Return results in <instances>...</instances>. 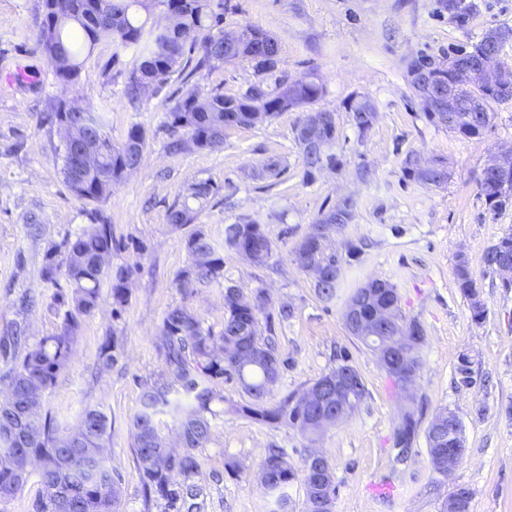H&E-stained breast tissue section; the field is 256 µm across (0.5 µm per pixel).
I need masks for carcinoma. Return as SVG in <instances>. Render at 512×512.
Wrapping results in <instances>:
<instances>
[{
  "mask_svg": "<svg viewBox=\"0 0 512 512\" xmlns=\"http://www.w3.org/2000/svg\"><path fill=\"white\" fill-rule=\"evenodd\" d=\"M78 4L77 14L48 23L51 35L47 37L70 61L76 78L84 62L83 56L91 54L102 41L111 42L118 51H134L130 82L135 92L161 85L184 58L192 55L196 56L194 70L197 72L211 67L216 61L229 62L239 58H249L255 62L257 71L267 72L279 61L277 41L260 28L249 26L243 29L240 41L231 46L224 43V36L213 35V30L224 20V0H78ZM174 8L180 12L179 25L193 34L190 44L176 35L170 23L161 24L151 19L157 12L166 16ZM439 8L448 13L452 22L463 26L476 10V4L473 0H439ZM47 38L43 31H37L36 41L40 49H45ZM488 38L496 40V45L502 49L512 42V28L491 27L468 49H459L440 59L422 55L409 64L411 87L429 121L438 123L435 102L416 86L417 66L432 60L433 71L442 70L449 79L452 67L479 56ZM322 93V84L314 80L284 82L273 90L259 81L237 98H226L217 93L201 99L189 91L165 113V124L171 135L168 149L172 152L183 150L182 143L189 137L196 139L202 149L220 148L224 145L227 130L255 126L290 109L310 105ZM460 95L466 99L477 97L483 106L479 112L461 110L459 120L450 130L467 138L478 137L489 127L493 118L492 105L497 99L484 89L463 90ZM348 110L359 133L370 129L365 120L366 112L375 111L370 99L355 100L348 105ZM78 123V136L88 140V145L100 153L102 169L86 172V192L76 198L99 202L105 197L98 191L102 173H109L115 183L122 178L126 168L139 164L145 133L141 127L133 126L122 144H113L106 127L105 108L92 103L79 106ZM296 140L307 171L335 161L334 156L326 153L321 156L309 153L301 135H296ZM419 159L418 152L406 155L402 161L405 177L433 187L447 183V172L422 170ZM478 189L489 209L499 211L512 204V172L504 176L483 173ZM215 192L214 185L208 181L192 185L188 199L169 212L170 223H193L196 210L188 200L201 205ZM355 207L354 197H343L332 209L321 214L316 223L340 228L352 219ZM224 243L236 252L247 250L253 253L257 265L265 264L273 250V242L263 225L253 222L225 225ZM112 245V226L105 223L68 241L64 276L72 289L61 295L67 310L57 334L44 338L20 355L16 354L18 337L0 338V355L13 362L8 375L10 396L0 403V502L14 498L23 489L27 478L20 477L18 470L37 461L40 463L41 490L33 504L34 512H116L118 490L104 457L107 416L95 407H88L76 430L63 432L51 414L38 411L39 396L55 386L59 374L68 365L82 317L91 314L98 306L99 281ZM187 250L191 262L176 277L177 288L187 292L224 278V258L203 232L197 231L188 238ZM503 259L512 260V229L490 245L484 254V263L491 270ZM295 260L302 270L311 263L323 267L326 277L314 282V286L325 300L335 296L339 282L336 272L341 270L337 255L321 250L318 242L308 235L297 246ZM131 274L128 267L119 268L113 274L112 300L118 308L128 301L126 283ZM455 281L470 301L472 319L476 322L483 320L485 307L476 280L470 267L460 259L455 264ZM268 304L267 295L260 289L248 296L239 287L232 292L227 286L224 290V328L219 334L203 328L198 316L185 306L171 308L163 319L164 371L157 381L143 388L140 408L132 425L144 496L164 500L169 512H197V489L192 485L178 487L173 484L172 477L175 474L187 477L200 466L196 449L210 438L206 414L212 412L214 401L223 400L213 389V381L233 380L250 397V402L237 407L236 411L268 424L287 423L306 437L321 432L320 421L335 412L327 401L307 408L295 402L293 396L278 405L267 403L281 373L280 358L259 336V317L265 313ZM389 307L399 312L398 294L390 283L372 294L367 312L373 315ZM397 319V324L380 332L386 341L394 343L403 336L423 335L424 330L418 322H408L400 315ZM255 340L264 355L252 354L250 345ZM176 386L192 399L191 404L182 405L171 400L172 389ZM163 412L174 415L180 430L182 449L171 454L159 451L162 436L156 416ZM418 432L419 409L409 398L401 409V418L393 433L399 455L412 448ZM299 475L303 476L306 486V512H321L319 498H335L334 476L318 472L306 462L297 470L284 454L273 452L262 461L258 480L281 505L286 501L288 486Z\"/></svg>",
  "mask_w": 512,
  "mask_h": 512,
  "instance_id": "1",
  "label": "carcinoma"
}]
</instances>
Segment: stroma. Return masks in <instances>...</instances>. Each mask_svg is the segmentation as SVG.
<instances>
[{"instance_id": "1", "label": "stroma", "mask_w": 512, "mask_h": 512, "mask_svg": "<svg viewBox=\"0 0 512 512\" xmlns=\"http://www.w3.org/2000/svg\"><path fill=\"white\" fill-rule=\"evenodd\" d=\"M466 27L441 15L438 0H224L223 33L256 26L280 46L277 69L257 76L248 60L217 62L192 72L173 71L165 84L130 98L133 50L96 45L76 83L63 84L36 45L39 0H0V337L21 327L27 346L60 329L65 308L47 266L64 267L65 243L91 225L111 224L115 244L99 282L98 307L83 317L70 362L41 398L63 429L75 427L83 409L95 406L108 418L106 464L118 481L120 512H162L146 500L137 468L132 419L145 385L164 370L160 329L166 313L184 305L203 327L224 326V289L263 290L271 306L260 320L283 367L270 400L302 392L347 352L369 395L350 419L309 440L295 428L271 425L236 413L249 398L234 381L218 380L223 397L213 403L211 436L196 454L200 512H275L256 473L269 449H280L293 466L318 449L334 468V512H441L455 485L472 492L470 512H512V288L483 263L488 246L512 229V205L492 212L477 180L490 155L512 147V100L493 106L485 133L467 138L428 121L409 83V63L477 42L492 27H512V0H475ZM264 79H318L319 110L333 112L335 166L306 170L295 129L306 115L295 108L250 128L228 131L221 148L189 147L172 154L166 111L185 91L235 97ZM373 101L377 120L359 133L347 108ZM92 101L105 106L107 130L121 144L131 126L145 132L139 167L114 184L98 203L72 195L57 154L60 135L43 117L54 103ZM418 151L444 160L448 182L440 188L405 179L401 163ZM284 171L271 176L269 159ZM369 169L370 180L360 172ZM208 181L216 195L204 202L195 223L177 226L168 215L192 184ZM354 196L349 224L329 228L325 245L341 253L336 296L321 299L298 267L294 251L322 212ZM253 221L264 225L273 251L266 265L251 264L224 246V227ZM204 232L224 258V280L183 292L176 275L190 263L186 242ZM357 246L347 254V246ZM465 255L485 304L482 321L471 317L457 288L454 267ZM128 267V302L112 311V276ZM370 279L394 284L406 319L421 324L425 344L412 394L423 406L422 425L441 409L462 422L466 455L446 475L434 472L424 438L398 459L393 431L404 404L375 353L349 336L343 312L350 293ZM293 315L281 319V306ZM113 339L116 361L103 368L101 347ZM469 355L477 382L460 383L457 367Z\"/></svg>"}]
</instances>
